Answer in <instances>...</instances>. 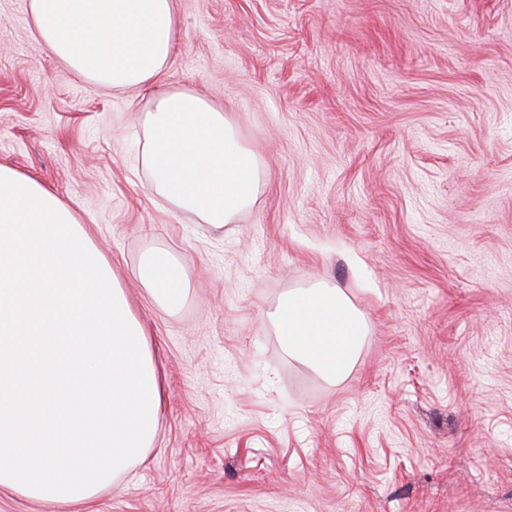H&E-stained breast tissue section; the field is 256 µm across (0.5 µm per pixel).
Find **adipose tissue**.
Segmentation results:
<instances>
[{"label": "adipose tissue", "instance_id": "ef3b65f1", "mask_svg": "<svg viewBox=\"0 0 512 512\" xmlns=\"http://www.w3.org/2000/svg\"><path fill=\"white\" fill-rule=\"evenodd\" d=\"M28 11L68 70L154 87L152 193L205 223H234L264 168L223 108L158 89L180 27L173 0H28ZM274 317L289 350L330 377L349 369L365 334L334 288L290 292ZM161 406L146 329L76 209L0 164V492L57 512L91 502L144 456Z\"/></svg>", "mask_w": 512, "mask_h": 512}]
</instances>
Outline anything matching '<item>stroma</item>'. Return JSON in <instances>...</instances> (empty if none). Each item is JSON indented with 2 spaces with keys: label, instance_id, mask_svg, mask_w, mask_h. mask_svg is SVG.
I'll list each match as a JSON object with an SVG mask.
<instances>
[{
  "label": "stroma",
  "instance_id": "1",
  "mask_svg": "<svg viewBox=\"0 0 512 512\" xmlns=\"http://www.w3.org/2000/svg\"><path fill=\"white\" fill-rule=\"evenodd\" d=\"M27 2L0 0V163L77 209L164 390L87 512H512V0H174L162 87L265 166L231 224L151 195L150 91L67 70ZM316 285L367 326L336 380L271 318ZM144 273L153 281L158 293L171 304H177L183 295L182 274L179 266L159 258L149 260Z\"/></svg>",
  "mask_w": 512,
  "mask_h": 512
}]
</instances>
